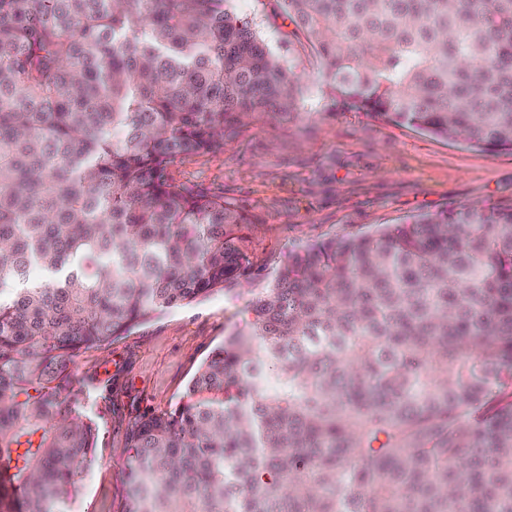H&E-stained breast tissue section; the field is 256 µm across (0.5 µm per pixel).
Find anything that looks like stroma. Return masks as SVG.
Here are the masks:
<instances>
[{
  "label": "stroma",
  "mask_w": 512,
  "mask_h": 512,
  "mask_svg": "<svg viewBox=\"0 0 512 512\" xmlns=\"http://www.w3.org/2000/svg\"><path fill=\"white\" fill-rule=\"evenodd\" d=\"M303 88L301 118L253 117L223 148L182 158L174 182L223 193L251 219L244 233L258 278L171 309L75 357L98 430L80 512H124L126 431L139 414L187 400L210 352L240 328L257 292L290 252L369 233L462 204L512 206V153L469 147L344 110L315 82L317 62L276 0H236Z\"/></svg>",
  "instance_id": "35a3bbf8"
}]
</instances>
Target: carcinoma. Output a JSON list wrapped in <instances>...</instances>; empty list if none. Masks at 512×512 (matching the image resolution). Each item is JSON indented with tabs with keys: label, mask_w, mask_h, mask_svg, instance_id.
<instances>
[{
	"label": "carcinoma",
	"mask_w": 512,
	"mask_h": 512,
	"mask_svg": "<svg viewBox=\"0 0 512 512\" xmlns=\"http://www.w3.org/2000/svg\"><path fill=\"white\" fill-rule=\"evenodd\" d=\"M230 2L0 0V512H75L76 354L252 273L243 210L169 177L300 116ZM277 2L333 101L512 151V0ZM126 445V512H512V207L290 253Z\"/></svg>",
	"instance_id": "cac0c4a2"
}]
</instances>
